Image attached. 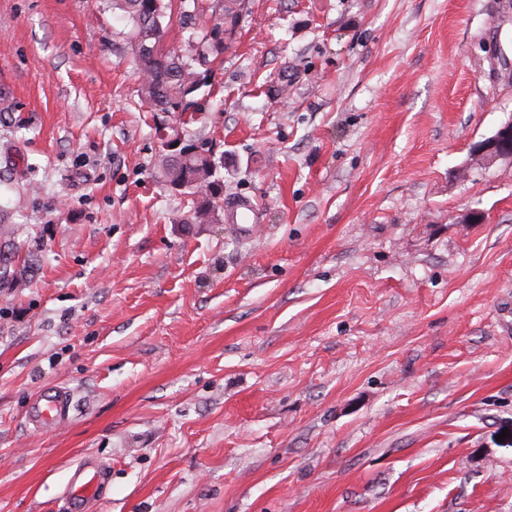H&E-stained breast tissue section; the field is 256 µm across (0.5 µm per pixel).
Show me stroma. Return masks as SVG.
<instances>
[{
  "label": "stroma",
  "instance_id": "1",
  "mask_svg": "<svg viewBox=\"0 0 512 512\" xmlns=\"http://www.w3.org/2000/svg\"><path fill=\"white\" fill-rule=\"evenodd\" d=\"M111 0H0V512H512V0H250L193 121ZM287 95H279L280 86ZM255 222L186 224L161 127ZM74 396L39 433L34 395ZM504 442H497L501 431ZM477 151L483 153L486 158L494 160L498 158L512 157V122L500 127L496 135L489 141L477 146ZM106 483V471L90 456H85L72 470L66 496L68 512H90Z\"/></svg>",
  "mask_w": 512,
  "mask_h": 512
}]
</instances>
